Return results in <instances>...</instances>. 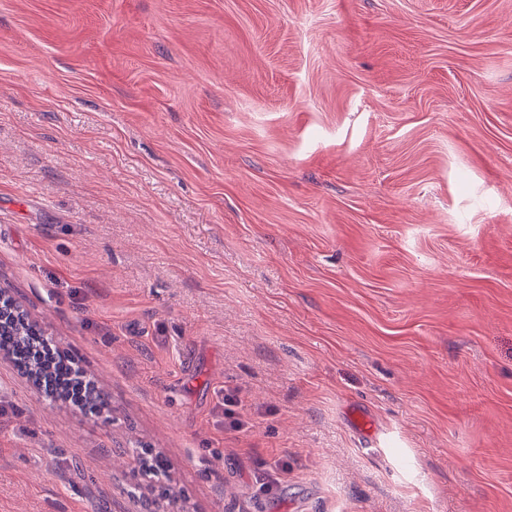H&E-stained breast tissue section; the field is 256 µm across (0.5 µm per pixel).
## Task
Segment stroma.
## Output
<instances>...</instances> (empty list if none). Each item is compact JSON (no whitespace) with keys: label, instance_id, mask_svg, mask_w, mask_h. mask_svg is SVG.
Segmentation results:
<instances>
[{"label":"stroma","instance_id":"35a3bbf8","mask_svg":"<svg viewBox=\"0 0 512 512\" xmlns=\"http://www.w3.org/2000/svg\"><path fill=\"white\" fill-rule=\"evenodd\" d=\"M0 290V512H512V0H0ZM50 341L44 336L41 327L31 321L25 312L18 314L15 319L6 321L0 327V346L7 349L17 368L34 382L42 386L44 383L45 397L50 402L61 400L73 406L81 404L100 414L108 402L95 383L86 380L84 372L74 366V362L67 354H63L57 347L56 356L42 355L45 345ZM78 397L82 400H74ZM127 448V452L130 453L135 460L139 462L141 461L142 470L141 475L151 474L154 480L151 481L150 484L146 486L149 492L157 497L158 499H167L169 503L172 504L178 501L177 497L171 493V488L169 485L170 478L167 473L168 466L166 462L160 457H155L151 463H149L146 459L141 456L142 448Z\"/></svg>","mask_w":512,"mask_h":512}]
</instances>
